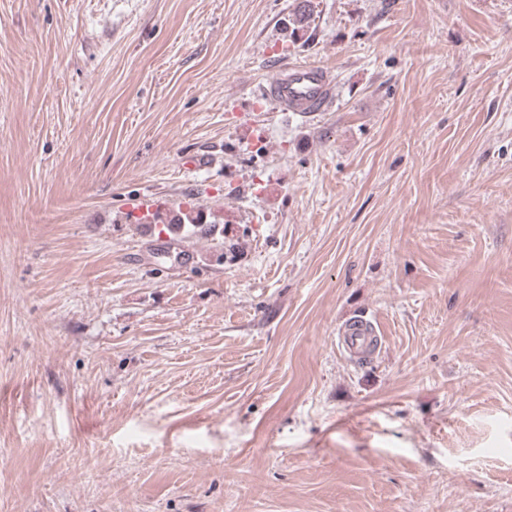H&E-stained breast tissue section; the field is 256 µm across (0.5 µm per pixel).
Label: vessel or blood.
<instances>
[{"label":"vessel or blood","instance_id":"obj_1","mask_svg":"<svg viewBox=\"0 0 512 512\" xmlns=\"http://www.w3.org/2000/svg\"><path fill=\"white\" fill-rule=\"evenodd\" d=\"M270 97L285 112H318L331 97V85L320 67L286 65L272 84ZM338 341L358 361L364 362L370 359L377 338L366 321L354 319L345 325Z\"/></svg>","mask_w":512,"mask_h":512}]
</instances>
